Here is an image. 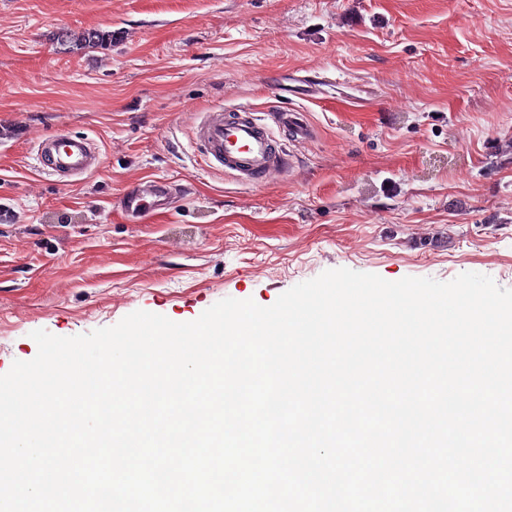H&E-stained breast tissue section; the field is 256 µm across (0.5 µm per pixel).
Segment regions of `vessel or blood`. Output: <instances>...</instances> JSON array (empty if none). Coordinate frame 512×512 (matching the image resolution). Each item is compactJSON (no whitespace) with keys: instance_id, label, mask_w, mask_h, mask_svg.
<instances>
[{"instance_id":"vessel-or-blood-1","label":"vessel or blood","mask_w":512,"mask_h":512,"mask_svg":"<svg viewBox=\"0 0 512 512\" xmlns=\"http://www.w3.org/2000/svg\"><path fill=\"white\" fill-rule=\"evenodd\" d=\"M275 126L290 131L297 143L309 141L314 134L307 115L294 108H278L265 120L245 108L230 116L215 108L198 118L193 138L197 150L213 169L257 187L273 175L295 167L292 155L276 146L271 133ZM41 144L54 150V169L66 175L90 174L102 165L101 153L89 137L58 132L43 138ZM167 203L166 184L149 178L138 180L118 200L122 211L138 219Z\"/></svg>"}]
</instances>
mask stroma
<instances>
[{"mask_svg":"<svg viewBox=\"0 0 512 512\" xmlns=\"http://www.w3.org/2000/svg\"><path fill=\"white\" fill-rule=\"evenodd\" d=\"M89 29L111 46L58 40ZM273 70L335 84L285 99L316 135L275 129L295 173L251 187L192 128L277 108ZM59 128L104 157L70 186L35 159ZM145 176L182 198L136 224L114 203ZM337 268L512 288V0H0V374L37 329L270 306Z\"/></svg>","mask_w":512,"mask_h":512,"instance_id":"obj_1","label":"stroma"}]
</instances>
